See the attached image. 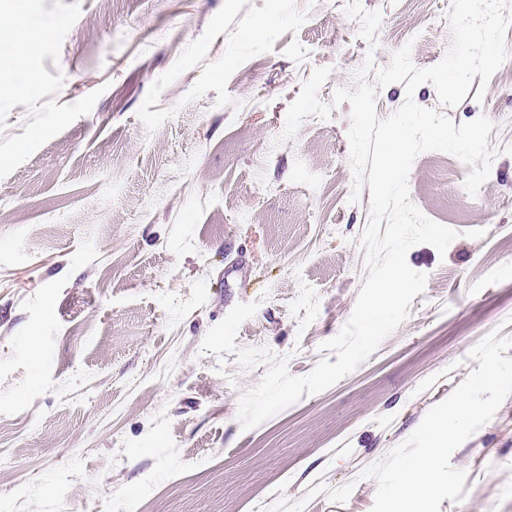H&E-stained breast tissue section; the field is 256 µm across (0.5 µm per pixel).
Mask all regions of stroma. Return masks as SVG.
<instances>
[{
	"label": "stroma",
	"instance_id": "obj_1",
	"mask_svg": "<svg viewBox=\"0 0 512 512\" xmlns=\"http://www.w3.org/2000/svg\"><path fill=\"white\" fill-rule=\"evenodd\" d=\"M26 0L42 39L0 65V512H371L364 471L512 337V55L443 109L488 117L497 151L469 166L420 154L410 198L457 231L410 315L354 372L245 431L241 393L265 369L201 353L208 330L259 301L235 343L301 377L349 320L367 272L350 105L282 140L313 68L331 101L366 58L412 43L421 68L451 42V0ZM483 230L480 238L469 237ZM38 357H31L30 346ZM467 475L440 512H512V396L451 456Z\"/></svg>",
	"mask_w": 512,
	"mask_h": 512
}]
</instances>
